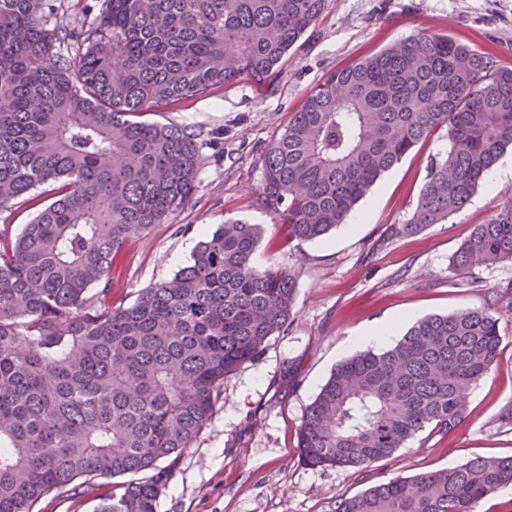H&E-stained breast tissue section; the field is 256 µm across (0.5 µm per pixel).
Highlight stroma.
<instances>
[{
  "label": "stroma",
  "mask_w": 512,
  "mask_h": 512,
  "mask_svg": "<svg viewBox=\"0 0 512 512\" xmlns=\"http://www.w3.org/2000/svg\"><path fill=\"white\" fill-rule=\"evenodd\" d=\"M435 31L496 54L512 65V0H326L318 21L289 50L275 73L238 81L145 112L196 134L202 164L188 202L129 241L112 265V297L132 302L141 289L170 280L191 261L216 225H262L257 266L275 264L297 276V314L262 353L227 375L211 420L181 454L157 512H327L336 495L421 471L447 469L477 455L512 456V309L495 304L502 352L471 389L466 418L453 430H427L392 458L365 470L312 469L300 459L303 416L336 365L356 353L365 330L409 318L450 314L492 302L512 281V263L480 265L471 274L450 258L502 204L512 176L481 186L448 223L391 236L406 223L425 182L429 158L445 139L418 144L374 186L346 224L326 239L289 240L277 214L259 201L268 143L333 71L393 42ZM112 477L77 481L50 493L39 512H97L118 491Z\"/></svg>",
  "instance_id": "1"
}]
</instances>
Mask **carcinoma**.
I'll return each mask as SVG.
<instances>
[{"label":"carcinoma","instance_id":"cac0c4a2","mask_svg":"<svg viewBox=\"0 0 512 512\" xmlns=\"http://www.w3.org/2000/svg\"><path fill=\"white\" fill-rule=\"evenodd\" d=\"M46 2L0 0V209L19 197L38 208L16 237L0 229V512H34L52 491L107 476L129 480L97 512H157L224 377L295 319L297 277L257 267L261 226L233 221L172 279L112 300L114 260L188 201L201 165L196 135L140 114L267 78L325 0H104L79 31L63 12L44 28ZM434 137L448 151L392 237L448 223L512 150V66L421 32L310 91L265 148L261 204L289 239H322ZM47 184L50 202L35 194ZM505 261L512 190L450 259L461 273ZM501 344L486 304L345 359L302 420L305 465L364 469L429 427L456 428ZM507 484L512 456H475L338 495L329 512H478Z\"/></svg>","mask_w":512,"mask_h":512}]
</instances>
